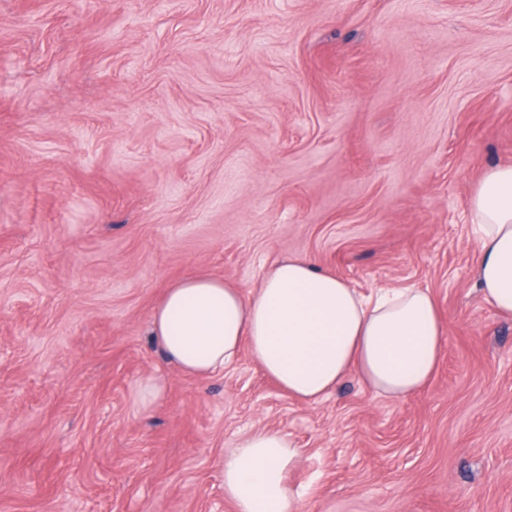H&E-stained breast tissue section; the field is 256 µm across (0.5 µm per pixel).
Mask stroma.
Returning a JSON list of instances; mask_svg holds the SVG:
<instances>
[{
  "label": "stroma",
  "mask_w": 512,
  "mask_h": 512,
  "mask_svg": "<svg viewBox=\"0 0 512 512\" xmlns=\"http://www.w3.org/2000/svg\"><path fill=\"white\" fill-rule=\"evenodd\" d=\"M512 164V0H0V512H211L278 429L302 512H512V316L468 223ZM430 290L429 384L288 396L153 343L191 274Z\"/></svg>",
  "instance_id": "35a3bbf8"
}]
</instances>
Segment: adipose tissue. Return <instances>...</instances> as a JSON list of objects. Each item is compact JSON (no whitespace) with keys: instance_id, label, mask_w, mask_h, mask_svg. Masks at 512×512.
<instances>
[{"instance_id":"adipose-tissue-1","label":"adipose tissue","mask_w":512,"mask_h":512,"mask_svg":"<svg viewBox=\"0 0 512 512\" xmlns=\"http://www.w3.org/2000/svg\"><path fill=\"white\" fill-rule=\"evenodd\" d=\"M470 223L482 296L512 315V164L487 169L472 195ZM151 336L184 374L212 377L248 345L292 398L313 403L348 375L403 399L432 379L446 328L428 290L382 288L363 295L306 258L278 261L253 291L207 275L168 288ZM300 450L278 430L243 436L219 462L235 512H301L285 475Z\"/></svg>"}]
</instances>
